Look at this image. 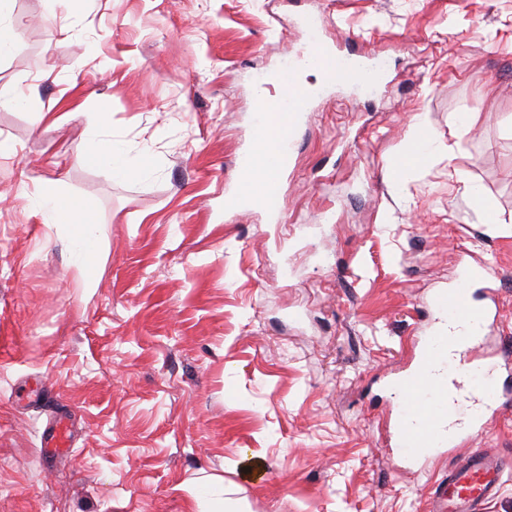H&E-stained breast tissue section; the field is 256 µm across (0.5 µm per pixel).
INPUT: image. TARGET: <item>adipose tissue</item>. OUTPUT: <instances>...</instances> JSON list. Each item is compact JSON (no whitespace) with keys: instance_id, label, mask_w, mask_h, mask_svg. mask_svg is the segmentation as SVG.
Wrapping results in <instances>:
<instances>
[{"instance_id":"1","label":"adipose tissue","mask_w":512,"mask_h":512,"mask_svg":"<svg viewBox=\"0 0 512 512\" xmlns=\"http://www.w3.org/2000/svg\"><path fill=\"white\" fill-rule=\"evenodd\" d=\"M401 155L390 163L396 181H403L417 165L425 163L434 149L428 135L424 114L414 115L405 135ZM28 201L44 224L56 229L71 253L73 265L85 275H92V257L99 242V227L77 207L72 195L58 182L29 194Z\"/></svg>"}]
</instances>
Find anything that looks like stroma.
I'll return each instance as SVG.
<instances>
[{"instance_id": "stroma-1", "label": "stroma", "mask_w": 512, "mask_h": 512, "mask_svg": "<svg viewBox=\"0 0 512 512\" xmlns=\"http://www.w3.org/2000/svg\"><path fill=\"white\" fill-rule=\"evenodd\" d=\"M14 0L0 59V512H426L448 457L389 453L384 378L468 251L512 339V0ZM324 15L386 61L369 98L313 102L282 220L224 211L251 80ZM108 104L106 125L66 117ZM50 113L37 125L33 115ZM439 150L403 183L412 117ZM474 113L469 130L457 115ZM121 143L124 170L84 159ZM64 180L102 249L84 286L19 194ZM478 186L509 231L488 238ZM69 415L74 444L41 438Z\"/></svg>"}]
</instances>
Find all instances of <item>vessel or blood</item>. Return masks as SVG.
I'll return each mask as SVG.
<instances>
[{
  "mask_svg": "<svg viewBox=\"0 0 512 512\" xmlns=\"http://www.w3.org/2000/svg\"><path fill=\"white\" fill-rule=\"evenodd\" d=\"M308 27L307 44L278 73L283 112L267 115L268 85L257 86L255 145L239 154L236 178L224 187V202L230 209L259 208L281 217V179L293 161L295 135L307 123L311 101L341 83L369 94L384 78L376 57L332 49L320 37L319 21H309ZM304 69L320 71V81L301 85L297 74ZM259 166L265 171L260 181L254 178ZM458 265L452 284L437 289L428 304L429 333L418 341L417 355L384 382L392 405L387 429L392 451L420 460L454 454L464 444L469 447L437 482L428 512H483L512 466L499 452L472 445L494 419L512 411V390L502 382L503 374L512 375V345L503 344L497 353L483 358L475 355L497 323L501 275L488 261L474 263L462 257ZM70 434L66 423L54 421L44 433V445L69 447Z\"/></svg>",
  "mask_w": 512,
  "mask_h": 512,
  "instance_id": "obj_1",
  "label": "vessel or blood"
}]
</instances>
